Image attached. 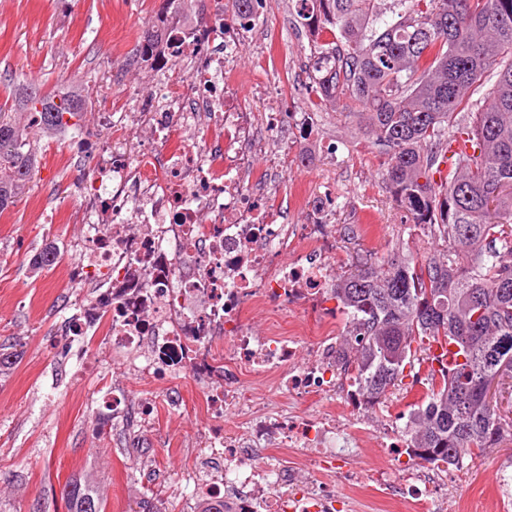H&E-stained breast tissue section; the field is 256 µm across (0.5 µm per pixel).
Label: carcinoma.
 <instances>
[{
  "mask_svg": "<svg viewBox=\"0 0 512 512\" xmlns=\"http://www.w3.org/2000/svg\"><path fill=\"white\" fill-rule=\"evenodd\" d=\"M321 100L345 101L381 147L394 200L435 250L393 248L337 276L338 310L353 326L342 365L371 405L392 390L425 388L408 413L411 456L464 468L512 441V0H298ZM185 0H166L143 31L136 63L158 58ZM486 81L472 124L460 110ZM92 92L28 84L18 107L44 133L78 131ZM465 134L475 153L447 171L448 144ZM37 147L0 107V213L30 190ZM441 174L435 182L434 174ZM67 512H103L92 480L64 485Z\"/></svg>",
  "mask_w": 512,
  "mask_h": 512,
  "instance_id": "obj_1",
  "label": "carcinoma"
}]
</instances>
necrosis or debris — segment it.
Masks as SVG:
<instances>
[{
  "instance_id": "4bbe7bcc",
  "label": "necrosis or debris",
  "mask_w": 512,
  "mask_h": 512,
  "mask_svg": "<svg viewBox=\"0 0 512 512\" xmlns=\"http://www.w3.org/2000/svg\"><path fill=\"white\" fill-rule=\"evenodd\" d=\"M244 32L218 21L191 41L172 31L168 56L179 60L190 41L200 61L179 89L157 85L149 109L128 113L153 138L137 149L100 144L75 203L87 224L112 230L81 243L72 277L98 271L107 280L68 331L105 334L113 356L150 377L186 374L202 386L207 417L195 432L209 466L193 479L194 500L223 502L225 512H361L356 497L337 494L342 484L457 512L440 493V467L404 461L402 427L369 413L341 367L326 270L338 255L333 198L309 196L305 223L279 224L266 189L272 174H247L255 152L287 141L288 124L275 113L258 123L224 85ZM190 130L201 143L187 142ZM260 311L270 321L262 333L252 326ZM261 382L287 393V407L259 397ZM228 413L241 425L225 428ZM376 435L388 460L351 468Z\"/></svg>"
}]
</instances>
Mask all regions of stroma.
<instances>
[{
  "mask_svg": "<svg viewBox=\"0 0 512 512\" xmlns=\"http://www.w3.org/2000/svg\"><path fill=\"white\" fill-rule=\"evenodd\" d=\"M164 0H0V107L10 108L19 85L59 92L93 86L85 127L106 140L102 112H134L156 82L180 86L196 67L186 53L163 70L130 64L137 39ZM296 0H265L243 37L229 81L245 108L265 121L273 112L311 114L312 145L267 148L249 170L282 169L273 189L280 224L305 221L300 198L331 191L332 222L341 265L377 260L394 245L418 249L420 230L393 199L382 176L378 149L361 133L344 103L317 109L310 78L308 40ZM79 134L38 136L40 164L30 192L0 215V347L17 353L0 372V512H64L60 491L73 478L89 477L105 512H197L189 484L199 458L194 421L205 411L203 390L189 375L171 382L144 376L112 357L100 340L65 338L64 324L96 288L89 280L70 287L75 247L87 230L71 196L89 167L79 158ZM55 223H45L44 214ZM61 250L51 268L33 269L32 256L46 243ZM89 357L100 374L76 382ZM120 390L130 401L155 402L152 425L124 424L94 430L103 419L101 396ZM175 393L178 404H168ZM512 460V443L449 469L443 492L481 512H512V498L495 492L496 469Z\"/></svg>",
  "mask_w": 512,
  "mask_h": 512,
  "instance_id": "1",
  "label": "stroma"
}]
</instances>
